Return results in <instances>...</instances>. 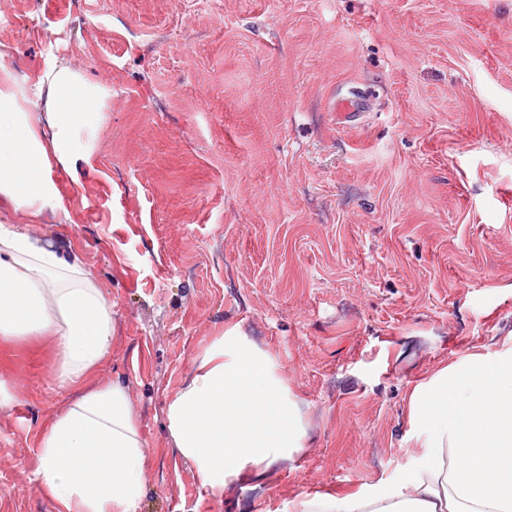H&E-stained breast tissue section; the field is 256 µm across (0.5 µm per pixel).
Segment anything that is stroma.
<instances>
[{
  "label": "stroma",
  "mask_w": 512,
  "mask_h": 512,
  "mask_svg": "<svg viewBox=\"0 0 512 512\" xmlns=\"http://www.w3.org/2000/svg\"><path fill=\"white\" fill-rule=\"evenodd\" d=\"M109 85L72 223L36 230L112 305L149 443L138 512H274L412 462L407 394L512 333V0H0V62ZM358 106L339 119L336 102ZM307 412L292 462L214 497L169 399L229 325ZM50 339L0 345V512H59L34 447L71 397Z\"/></svg>",
  "instance_id": "1"
}]
</instances>
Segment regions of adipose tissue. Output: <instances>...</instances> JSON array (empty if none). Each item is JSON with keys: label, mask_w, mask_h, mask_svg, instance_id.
Here are the masks:
<instances>
[{"label": "adipose tissue", "mask_w": 512, "mask_h": 512, "mask_svg": "<svg viewBox=\"0 0 512 512\" xmlns=\"http://www.w3.org/2000/svg\"><path fill=\"white\" fill-rule=\"evenodd\" d=\"M42 63L33 85L0 65V201L27 218L0 222V340L51 337L54 377L73 391L34 450L39 491L60 512H137L147 441L125 382L95 376L112 351V306L83 265L31 230L78 194L91 149L75 133H95L112 90L50 57ZM407 402L417 448L408 469L276 512H512V336L438 368ZM165 414L178 452L215 495L307 444L300 399L236 325L212 340Z\"/></svg>", "instance_id": "1"}]
</instances>
